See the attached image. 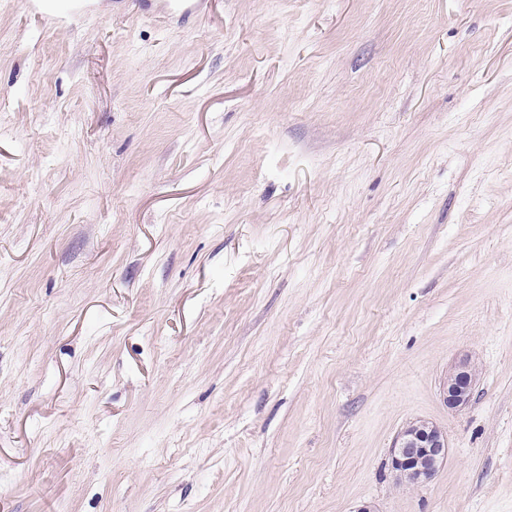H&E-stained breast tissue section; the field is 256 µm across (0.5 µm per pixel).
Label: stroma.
<instances>
[{
	"label": "stroma",
	"mask_w": 512,
	"mask_h": 512,
	"mask_svg": "<svg viewBox=\"0 0 512 512\" xmlns=\"http://www.w3.org/2000/svg\"><path fill=\"white\" fill-rule=\"evenodd\" d=\"M163 2L0 0V512H512V0ZM69 0H30L29 8L32 12L57 23L66 24L75 15L73 10L62 2ZM475 374L466 360L460 361L448 373V381L443 387L445 402L451 409L468 406L473 397ZM408 426L390 451L391 468L401 480L423 483L434 477L448 459V440L433 424L424 423L418 431Z\"/></svg>",
	"instance_id": "1"
}]
</instances>
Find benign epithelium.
I'll list each match as a JSON object with an SVG mask.
<instances>
[{
  "instance_id": "benign-epithelium-1",
  "label": "benign epithelium",
  "mask_w": 512,
  "mask_h": 512,
  "mask_svg": "<svg viewBox=\"0 0 512 512\" xmlns=\"http://www.w3.org/2000/svg\"><path fill=\"white\" fill-rule=\"evenodd\" d=\"M475 374L469 363L460 361L448 373L443 387L445 402L451 409L468 406L473 397ZM448 440L434 425L413 431L406 428L390 451L391 468L398 477L409 483H423L434 477L448 459Z\"/></svg>"
}]
</instances>
